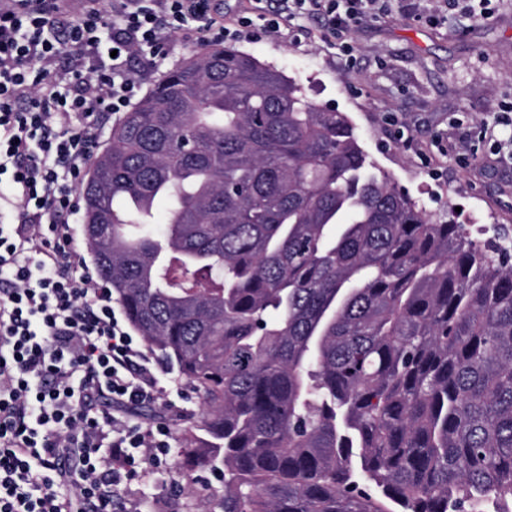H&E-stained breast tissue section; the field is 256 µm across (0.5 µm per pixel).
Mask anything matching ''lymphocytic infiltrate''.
I'll return each mask as SVG.
<instances>
[{"label": "lymphocytic infiltrate", "mask_w": 512, "mask_h": 512, "mask_svg": "<svg viewBox=\"0 0 512 512\" xmlns=\"http://www.w3.org/2000/svg\"><path fill=\"white\" fill-rule=\"evenodd\" d=\"M80 2L61 29L55 0H0V512H113L146 468L168 464L169 425L120 412L166 403L163 371L69 232L104 120L135 105L188 27L217 43L231 31L286 37L317 17L345 50L393 4L277 0L228 27L212 0Z\"/></svg>", "instance_id": "f902f5d3"}]
</instances>
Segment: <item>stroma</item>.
<instances>
[{
  "label": "stroma",
  "instance_id": "1",
  "mask_svg": "<svg viewBox=\"0 0 512 512\" xmlns=\"http://www.w3.org/2000/svg\"><path fill=\"white\" fill-rule=\"evenodd\" d=\"M235 46L346 113L370 159L427 211L453 213L480 239L502 231L512 240V140L491 130L512 120V0H495L482 23L445 0H401L356 29L346 54L307 38ZM128 413L172 431L169 468L146 471L137 484L144 512H213L220 475L197 469L200 492L185 479L187 431L200 413L193 393L169 409L143 404Z\"/></svg>",
  "mask_w": 512,
  "mask_h": 512
}]
</instances>
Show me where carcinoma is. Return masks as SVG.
Here are the masks:
<instances>
[{"label": "carcinoma", "instance_id": "obj_1", "mask_svg": "<svg viewBox=\"0 0 512 512\" xmlns=\"http://www.w3.org/2000/svg\"><path fill=\"white\" fill-rule=\"evenodd\" d=\"M79 194L100 277L199 399L221 512H512V250L428 213L347 115L214 46Z\"/></svg>", "mask_w": 512, "mask_h": 512}]
</instances>
